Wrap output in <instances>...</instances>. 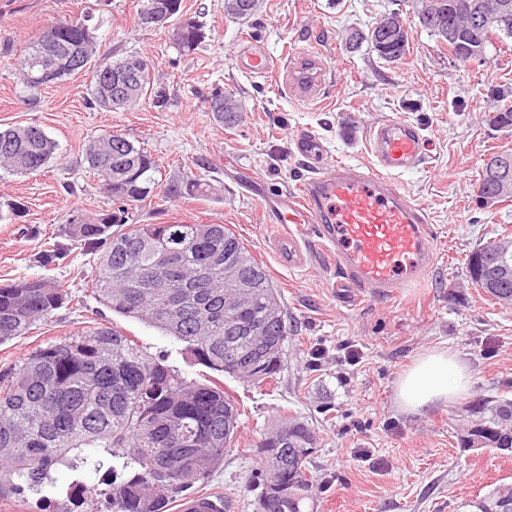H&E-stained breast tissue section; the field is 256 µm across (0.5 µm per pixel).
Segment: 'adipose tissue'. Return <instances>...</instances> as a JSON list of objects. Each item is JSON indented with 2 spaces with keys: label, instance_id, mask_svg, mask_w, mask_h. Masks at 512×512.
I'll use <instances>...</instances> for the list:
<instances>
[{
  "label": "adipose tissue",
  "instance_id": "ef3b65f1",
  "mask_svg": "<svg viewBox=\"0 0 512 512\" xmlns=\"http://www.w3.org/2000/svg\"><path fill=\"white\" fill-rule=\"evenodd\" d=\"M467 366L451 351L436 348L420 355L399 378L395 389L398 407L415 414L440 403H452L469 390Z\"/></svg>",
  "mask_w": 512,
  "mask_h": 512
}]
</instances>
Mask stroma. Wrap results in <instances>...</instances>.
<instances>
[{
	"label": "stroma",
	"instance_id": "obj_1",
	"mask_svg": "<svg viewBox=\"0 0 512 512\" xmlns=\"http://www.w3.org/2000/svg\"><path fill=\"white\" fill-rule=\"evenodd\" d=\"M144 0H0V128L35 124L58 149L43 172L0 170V282L41 277L62 289L65 302L48 322L0 344V371L21 365L36 348L100 323L134 339L147 355L165 357L194 380L210 370L192 364L183 346L144 323L112 313L92 294L95 265L63 233L72 212L111 209L84 161L88 140L115 131L141 141L161 165L156 194L137 216L142 224H221L270 275L288 325L275 381L252 384L224 377L240 405L232 450L194 494L221 499L224 512H256L252 479L263 432L279 420L302 418L315 430L308 463L313 512H462V503L494 484L512 481V457L492 448L465 450L457 432L468 405L512 397V306L472 285L469 254L496 236L512 238V198L477 203L484 162L512 153V128L490 125L501 100L512 101V40L488 49L482 63L462 64L423 29L413 0H263L250 21L224 15V0H182L201 15L207 37L195 50L175 48L167 29L141 24ZM399 12L409 48L393 64L368 48L350 51L348 30H368ZM89 19L100 53L137 55L153 65L163 103L104 112L89 95V74H76L30 93L18 64L45 26ZM264 50L270 75L239 71L241 48ZM315 65L301 85L305 62ZM234 93L243 110L233 125L217 121L206 101L214 87ZM402 117L429 144L423 162L398 177L423 206L436 239V263L425 282L395 299L352 292L342 297L336 269L310 230L295 229L302 260L282 255L280 226L268 223L263 201L243 188L245 176L271 192L300 193L314 170L292 150L293 136L313 132L328 163L372 165L371 129ZM196 178L214 192L171 197V184ZM445 348L466 361L472 386L460 400L416 414L395 402L402 373L425 351ZM74 476L57 475L50 498L0 494V512H54Z\"/></svg>",
	"mask_w": 512,
	"mask_h": 512
}]
</instances>
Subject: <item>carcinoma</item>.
I'll return each mask as SVG.
<instances>
[{
	"label": "carcinoma",
	"instance_id": "carcinoma-1",
	"mask_svg": "<svg viewBox=\"0 0 512 512\" xmlns=\"http://www.w3.org/2000/svg\"><path fill=\"white\" fill-rule=\"evenodd\" d=\"M165 6L175 46L193 50L206 38L205 26L183 13L182 0H145L139 21L155 2ZM224 15L239 21L257 14L262 0H233ZM81 21L56 24L52 38L64 46L81 45L83 66L92 70V103L103 112L135 108L154 93L150 63L136 56L115 61H92L97 37L86 38ZM420 25L448 47L453 56L476 45L486 56L490 34L512 38V0H430ZM47 62L38 38L25 47L19 76L31 92L49 84L43 80ZM136 70L132 95L122 106L103 101L97 80L117 71ZM222 123L232 120L240 105L222 90ZM57 143L37 125L0 130V166L17 175L43 171L55 157ZM89 173L112 174L110 198L117 210L95 215L85 224L66 225L67 236L84 243L96 255L92 292L113 313L137 320L184 345L196 363L224 372V353L245 354L250 336L260 331L282 341L288 326L280 295L269 275L243 243L222 224H139L135 213L151 197L159 163L141 142L124 138L110 156L103 151V135L86 149ZM210 185L186 181L172 188L180 197L206 196ZM119 229L112 230L113 226ZM179 242L170 265L161 266L160 253ZM506 238L479 245L468 257L471 281L479 288L498 280L499 290L512 294V276L503 266L498 247ZM247 281L250 307L245 312L224 307L236 284ZM63 294L45 278L15 279L0 284V344L25 335L60 308ZM207 309L210 324L201 327L198 310ZM282 358L257 378L242 371L236 378L263 383L277 375ZM479 420L464 430L485 445L512 448V399H481ZM239 409L215 381L187 379L162 358L148 356L129 337L110 326L95 327L77 336L28 354L18 369L0 373V490L43 494L54 487L52 473H102L104 488L95 489L111 512H168V506L195 485L208 482L231 449ZM280 434H266L259 442L256 479L276 467L288 476L291 495L261 504L263 512H303L313 499L314 484L307 474L308 449L316 447L309 423L290 417ZM512 482H503L470 502L473 512H512Z\"/></svg>",
	"mask_w": 512,
	"mask_h": 512
}]
</instances>
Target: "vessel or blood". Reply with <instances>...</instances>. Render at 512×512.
<instances>
[{"label": "vessel or blood", "instance_id": "vessel-or-blood-1", "mask_svg": "<svg viewBox=\"0 0 512 512\" xmlns=\"http://www.w3.org/2000/svg\"><path fill=\"white\" fill-rule=\"evenodd\" d=\"M239 67L263 76L272 60L255 52L241 57ZM370 140L374 166L320 167L297 196L271 194L258 181L251 182L249 190L263 200L269 223L312 225L334 260L336 288L392 297L423 282L435 262L426 214L395 181L424 160L428 145L419 128L400 117L375 126ZM292 145L296 154L308 159L322 154L320 140L308 131L294 135ZM223 508L222 500L198 495L183 499L179 512Z\"/></svg>", "mask_w": 512, "mask_h": 512}]
</instances>
